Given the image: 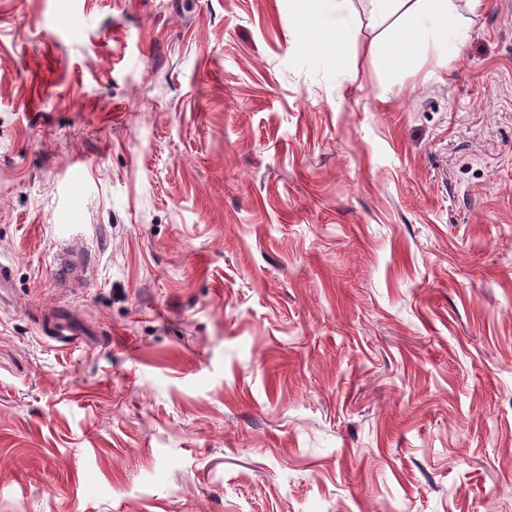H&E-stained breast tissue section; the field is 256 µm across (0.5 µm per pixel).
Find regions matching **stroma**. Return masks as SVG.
<instances>
[{"instance_id":"35a3bbf8","label":"stroma","mask_w":512,"mask_h":512,"mask_svg":"<svg viewBox=\"0 0 512 512\" xmlns=\"http://www.w3.org/2000/svg\"><path fill=\"white\" fill-rule=\"evenodd\" d=\"M449 6L388 69L368 0H0V512H512V0ZM351 0H294L291 19L298 26L310 47L322 49L328 44L336 47L345 37L342 14ZM336 12V29L322 27L321 14ZM84 246L81 241L72 240L56 254L55 271L63 288H81L89 280L91 268L85 261Z\"/></svg>"}]
</instances>
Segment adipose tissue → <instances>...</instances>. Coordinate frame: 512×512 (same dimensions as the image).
Returning a JSON list of instances; mask_svg holds the SVG:
<instances>
[{"label":"adipose tissue","instance_id":"adipose-tissue-1","mask_svg":"<svg viewBox=\"0 0 512 512\" xmlns=\"http://www.w3.org/2000/svg\"><path fill=\"white\" fill-rule=\"evenodd\" d=\"M291 19L298 26L310 47L323 48L329 44H340L345 37L344 22L335 28L323 27L321 15L343 14L348 0H294ZM371 16L374 20L392 21L390 37L396 43L395 53L386 55L390 67H397L409 56L417 45L418 22L433 18L438 22V40L446 59H456L464 45L462 29L450 23L448 0H370Z\"/></svg>","mask_w":512,"mask_h":512}]
</instances>
